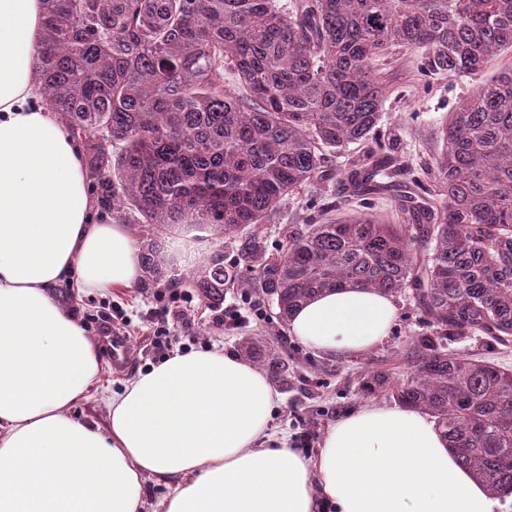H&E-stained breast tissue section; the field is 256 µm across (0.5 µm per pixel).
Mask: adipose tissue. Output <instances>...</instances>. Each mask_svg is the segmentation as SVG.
Returning a JSON list of instances; mask_svg holds the SVG:
<instances>
[{
	"mask_svg": "<svg viewBox=\"0 0 512 512\" xmlns=\"http://www.w3.org/2000/svg\"><path fill=\"white\" fill-rule=\"evenodd\" d=\"M42 0H0V512H145V482L169 489L164 512H498L434 422L367 404L331 426L316 456L265 446L276 405L265 375L221 349L168 356L108 397L105 423L76 419L102 372L96 346L54 297L137 287L136 238L96 218L81 150L33 80ZM211 225L170 240L198 262ZM391 296L323 293L288 330L334 356L389 335Z\"/></svg>",
	"mask_w": 512,
	"mask_h": 512,
	"instance_id": "obj_1",
	"label": "adipose tissue"
}]
</instances>
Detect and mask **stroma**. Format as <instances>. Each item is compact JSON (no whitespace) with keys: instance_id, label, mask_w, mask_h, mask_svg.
Instances as JSON below:
<instances>
[{"instance_id":"1","label":"stroma","mask_w":512,"mask_h":512,"mask_svg":"<svg viewBox=\"0 0 512 512\" xmlns=\"http://www.w3.org/2000/svg\"><path fill=\"white\" fill-rule=\"evenodd\" d=\"M512 65V52L503 51L490 61L478 75L448 73L433 70L422 50L393 49L378 62L386 92L381 119L368 145L349 144L326 149L324 168L327 179L302 186L285 199L278 210L263 224L260 233L268 249L279 243V228L284 224H315L340 215L368 212L376 218L405 224L409 215L401 213L394 198L388 194L370 196L368 201L347 196L342 181L349 169L370 146L393 158L403 167L402 181H419L425 192L438 188L433 173L435 157L443 149L441 130L448 114L457 103L490 79L500 69ZM161 280L142 279L131 289H115L107 293H87L74 284L64 283L54 290L58 302L78 318L89 314L108 315L123 311L129 318L131 339L130 366L122 373L104 369L92 399L75 406V417L105 422L108 416L106 396L121 392L124 385L138 372L158 364L159 353L153 343L155 328L169 326L172 350H207L219 347L238 351L247 337L263 336L287 358L294 368V378L288 387H277L278 402L267 430V442L286 446L304 455H316L327 429L345 412L367 403L393 406L392 398L364 395L359 388L361 377L373 369H383L393 376L405 375L407 365L402 351L423 326L408 295L395 299L398 319L387 339L366 353L347 358H329L314 353L288 334L287 322L277 317V309L264 296H244L225 291L222 307L225 314L246 312L243 322L220 324L211 316L209 302L194 298L195 308L186 322L166 324L163 316L145 322L143 313L161 308L168 298L171 284L180 283L185 269L172 259L164 261Z\"/></svg>"}]
</instances>
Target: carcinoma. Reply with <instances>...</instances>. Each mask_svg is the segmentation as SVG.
Returning a JSON list of instances; mask_svg holds the SVG:
<instances>
[{
    "instance_id": "obj_1",
    "label": "carcinoma",
    "mask_w": 512,
    "mask_h": 512,
    "mask_svg": "<svg viewBox=\"0 0 512 512\" xmlns=\"http://www.w3.org/2000/svg\"><path fill=\"white\" fill-rule=\"evenodd\" d=\"M34 79L86 151L98 214L137 224L214 226L236 258L212 255L186 282L217 305L224 289L271 298L286 320L315 296L360 287L410 291L426 324L407 373L372 370L361 389L425 412L457 463L512 495V370L448 350L450 336L512 344V69L463 99L435 158L444 203L404 196L412 223L364 214L284 224L270 252L260 225L302 184L325 177L323 151L363 144L385 85L374 60L416 48L450 74H478L512 48V0H43ZM233 75L245 95L224 88ZM392 160L371 148L347 186L365 196ZM147 273L163 277L153 242ZM241 353L288 385V361L245 340Z\"/></svg>"
}]
</instances>
